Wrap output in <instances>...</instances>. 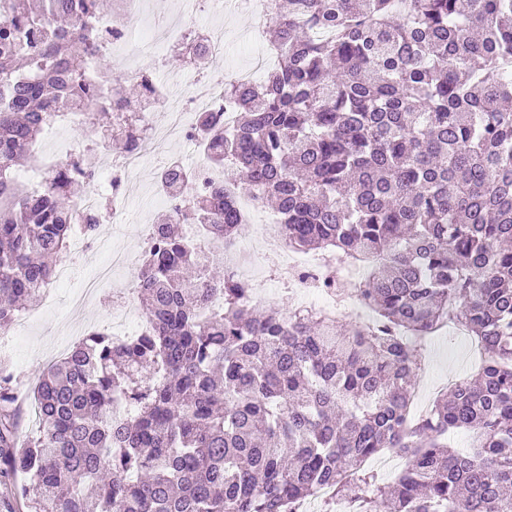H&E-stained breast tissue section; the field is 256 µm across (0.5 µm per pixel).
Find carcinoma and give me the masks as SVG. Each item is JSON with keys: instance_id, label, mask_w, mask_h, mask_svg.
<instances>
[{"instance_id": "obj_1", "label": "carcinoma", "mask_w": 512, "mask_h": 512, "mask_svg": "<svg viewBox=\"0 0 512 512\" xmlns=\"http://www.w3.org/2000/svg\"><path fill=\"white\" fill-rule=\"evenodd\" d=\"M276 66L224 85L226 128L202 116L207 159L274 200L288 249L365 269L375 317L343 330L315 315L255 316L245 288L174 229L230 240L227 189L179 195L137 271L147 329L92 331L29 392L0 361V494L27 512H295L324 489L356 512H512V0H271ZM99 0H0V331L40 300L69 251L73 207L97 160L40 193L15 177L47 124L146 85L87 76ZM91 151L142 136L100 125ZM224 305L215 310L209 293ZM459 320L484 349L473 378L409 419L420 362L409 339ZM480 435L471 454L448 432ZM405 459L393 481L366 462Z\"/></svg>"}]
</instances>
